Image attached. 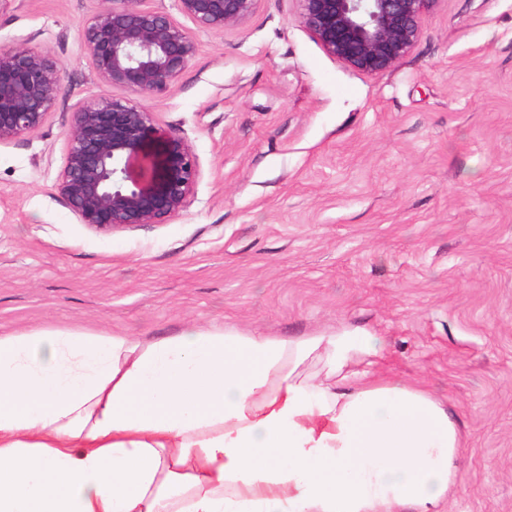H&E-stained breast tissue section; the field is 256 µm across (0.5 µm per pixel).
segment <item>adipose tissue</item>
<instances>
[{
  "mask_svg": "<svg viewBox=\"0 0 512 512\" xmlns=\"http://www.w3.org/2000/svg\"><path fill=\"white\" fill-rule=\"evenodd\" d=\"M382 337H0V512H442L463 435Z\"/></svg>",
  "mask_w": 512,
  "mask_h": 512,
  "instance_id": "1",
  "label": "adipose tissue"
}]
</instances>
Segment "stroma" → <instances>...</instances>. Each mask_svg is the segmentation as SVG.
I'll use <instances>...</instances> for the list:
<instances>
[{
	"instance_id": "1",
	"label": "stroma",
	"mask_w": 512,
	"mask_h": 512,
	"mask_svg": "<svg viewBox=\"0 0 512 512\" xmlns=\"http://www.w3.org/2000/svg\"><path fill=\"white\" fill-rule=\"evenodd\" d=\"M111 4L0 0V48L50 55L63 85L38 131L0 143V337L374 331L380 369L463 432L450 512H512V0H438L376 76L330 57L298 0L192 29L189 67L136 101L193 144L195 192L105 235L56 184L75 108L125 94L78 36Z\"/></svg>"
}]
</instances>
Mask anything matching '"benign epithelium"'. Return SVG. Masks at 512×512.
Listing matches in <instances>:
<instances>
[{
  "label": "benign epithelium",
  "instance_id": "1",
  "mask_svg": "<svg viewBox=\"0 0 512 512\" xmlns=\"http://www.w3.org/2000/svg\"><path fill=\"white\" fill-rule=\"evenodd\" d=\"M93 15L80 32L106 85L135 95L160 93L182 74L197 45L183 23L136 0ZM203 30L245 22L258 0H176ZM300 19L343 66L378 75L419 41L423 16L438 0H298ZM62 92L58 64L41 53L0 49V143L39 130ZM201 171L191 142L126 97L100 96L72 112L57 190L81 223L99 233L161 224L179 214Z\"/></svg>",
  "mask_w": 512,
  "mask_h": 512
}]
</instances>
